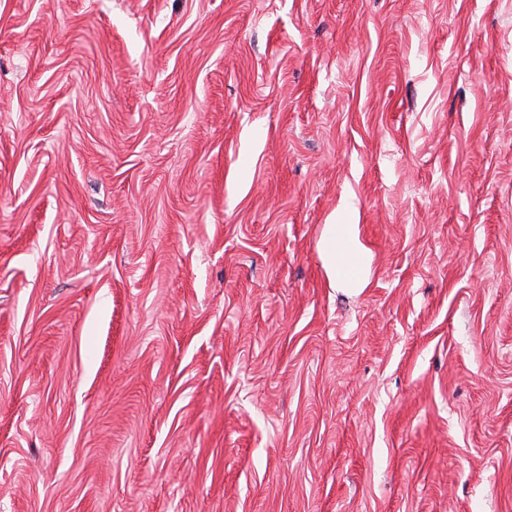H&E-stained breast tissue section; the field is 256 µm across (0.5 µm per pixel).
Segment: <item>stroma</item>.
<instances>
[{
  "label": "stroma",
  "instance_id": "obj_1",
  "mask_svg": "<svg viewBox=\"0 0 512 512\" xmlns=\"http://www.w3.org/2000/svg\"><path fill=\"white\" fill-rule=\"evenodd\" d=\"M0 512H512V0H0ZM354 219L355 209L346 207L339 214L337 223L334 221V224H328L324 252L329 276L334 284L348 281L341 272L348 256L357 257L360 260L361 269L364 263V257L358 244V224L355 223ZM359 277L348 282L360 287L363 280Z\"/></svg>",
  "mask_w": 512,
  "mask_h": 512
}]
</instances>
